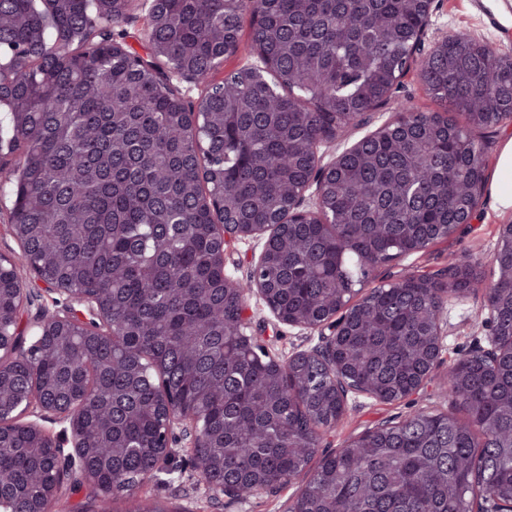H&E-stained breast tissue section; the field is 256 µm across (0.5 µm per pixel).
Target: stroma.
<instances>
[{
	"label": "stroma",
	"mask_w": 512,
	"mask_h": 512,
	"mask_svg": "<svg viewBox=\"0 0 512 512\" xmlns=\"http://www.w3.org/2000/svg\"><path fill=\"white\" fill-rule=\"evenodd\" d=\"M431 11L426 43H433L445 32H462L492 48L512 52V14H502L503 25L495 30L486 27L483 13L471 10L469 0H433ZM509 223L512 224V215L496 211L491 194H484L473 223L462 225L447 241L381 266L375 282L380 285L408 275L435 274L462 256L479 263L483 275H490V260L500 227ZM263 245L264 240L260 237L232 240L224 250L226 273L240 280L246 279ZM68 304L66 297L31 284L29 302L18 314V335L30 338L31 324L42 311H61ZM248 304L253 335L276 357L285 359L297 351L318 346L320 337L317 332L278 323L258 297H251ZM482 305V295L477 291L460 300H449L444 309L447 328L442 338L439 363L427 383L404 400L392 403L349 395L347 411L339 424L322 433L320 450L334 451L379 423L400 419L414 411H454L455 405L445 392L444 374L449 364L469 354L474 344L486 342L490 331L484 324ZM168 467V472L158 474L137 491L138 496L163 505L168 512H287L305 481L300 475L272 495L218 502L209 496L206 483L192 457L185 452L183 442L174 443Z\"/></svg>",
	"instance_id": "35a3bbf8"
}]
</instances>
